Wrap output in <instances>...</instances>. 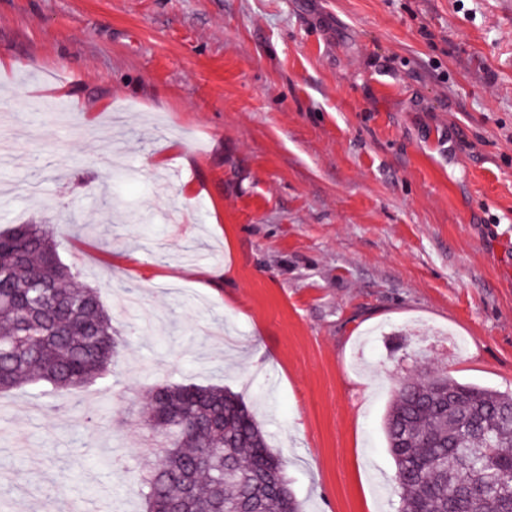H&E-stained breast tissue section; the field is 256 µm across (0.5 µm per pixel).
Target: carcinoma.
Instances as JSON below:
<instances>
[{
    "instance_id": "obj_1",
    "label": "carcinoma",
    "mask_w": 512,
    "mask_h": 512,
    "mask_svg": "<svg viewBox=\"0 0 512 512\" xmlns=\"http://www.w3.org/2000/svg\"><path fill=\"white\" fill-rule=\"evenodd\" d=\"M75 228L0 231V393L60 398L96 382L125 343L97 289L62 263ZM152 442L137 480L142 512H302L267 432L221 385L157 383L142 395ZM398 512H512V394L445 375L400 381L384 418Z\"/></svg>"
}]
</instances>
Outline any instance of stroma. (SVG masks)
Wrapping results in <instances>:
<instances>
[{
  "mask_svg": "<svg viewBox=\"0 0 512 512\" xmlns=\"http://www.w3.org/2000/svg\"><path fill=\"white\" fill-rule=\"evenodd\" d=\"M0 57V230L71 216L126 338L0 395L14 512H138L158 381L243 398L303 512H397L401 379L512 392V0H0Z\"/></svg>",
  "mask_w": 512,
  "mask_h": 512,
  "instance_id": "obj_1",
  "label": "stroma"
}]
</instances>
